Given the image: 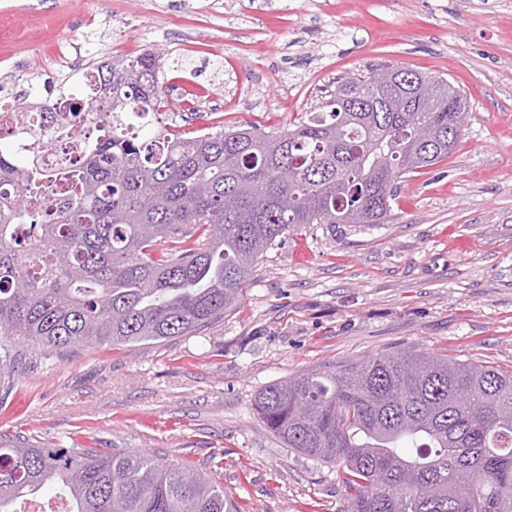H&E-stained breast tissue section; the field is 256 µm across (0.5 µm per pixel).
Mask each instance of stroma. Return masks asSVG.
I'll use <instances>...</instances> for the list:
<instances>
[{
  "label": "stroma",
  "mask_w": 512,
  "mask_h": 512,
  "mask_svg": "<svg viewBox=\"0 0 512 512\" xmlns=\"http://www.w3.org/2000/svg\"><path fill=\"white\" fill-rule=\"evenodd\" d=\"M0 92L153 50L179 110L281 131L339 78L382 65L447 78L468 111L455 151L398 184L381 224H310L275 243L239 301L160 343L33 357L0 427L108 444L219 477L237 512H340L336 466L288 447L257 392L415 351L512 370V0H0Z\"/></svg>",
  "instance_id": "1"
}]
</instances>
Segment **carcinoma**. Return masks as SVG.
<instances>
[{
    "mask_svg": "<svg viewBox=\"0 0 512 512\" xmlns=\"http://www.w3.org/2000/svg\"><path fill=\"white\" fill-rule=\"evenodd\" d=\"M160 61L114 56L94 67L103 93L38 103L71 113L62 136L83 137L77 164L23 168L0 149V404L32 353L198 333L277 240L381 223L396 181L460 137V89L392 67L337 81L292 129L179 132ZM52 183L67 196L45 223L37 196ZM255 409L288 447L338 465L340 512H512V371L379 356L273 382ZM50 484L66 512H236L190 464L0 430V512Z\"/></svg>",
    "mask_w": 512,
    "mask_h": 512,
    "instance_id": "obj_1",
    "label": "carcinoma"
}]
</instances>
